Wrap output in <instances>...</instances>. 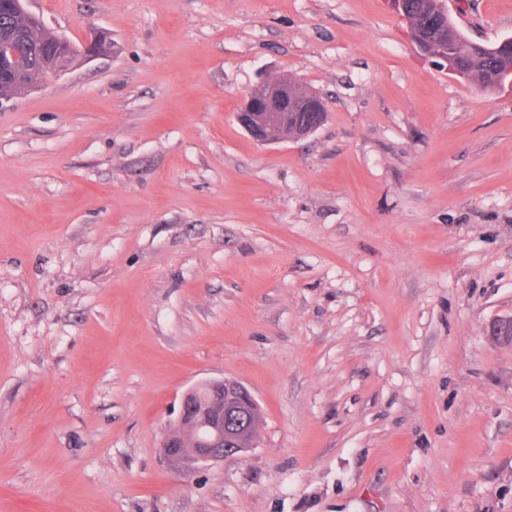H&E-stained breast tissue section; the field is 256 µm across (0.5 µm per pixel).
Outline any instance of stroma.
Wrapping results in <instances>:
<instances>
[{"label":"stroma","instance_id":"35a3bbf8","mask_svg":"<svg viewBox=\"0 0 512 512\" xmlns=\"http://www.w3.org/2000/svg\"><path fill=\"white\" fill-rule=\"evenodd\" d=\"M26 8L112 52L0 102V512H512V82L397 0ZM282 76L327 119L262 145L235 111ZM225 377L255 446L182 479L160 443ZM440 0H410L412 8L407 15L412 35L415 31H425L427 25L430 26L432 40L441 39L448 42V54L455 53L454 56L448 55V66L456 70L462 77L472 79L482 88L491 90L499 84L497 78L498 64L503 63L505 51L495 54L496 46H485L483 48H474L470 46L472 41L468 40L456 27L447 12L443 11Z\"/></svg>","mask_w":512,"mask_h":512}]
</instances>
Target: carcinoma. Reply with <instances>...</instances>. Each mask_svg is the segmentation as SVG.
Masks as SVG:
<instances>
[{
	"instance_id": "cac0c4a2",
	"label": "carcinoma",
	"mask_w": 512,
	"mask_h": 512,
	"mask_svg": "<svg viewBox=\"0 0 512 512\" xmlns=\"http://www.w3.org/2000/svg\"><path fill=\"white\" fill-rule=\"evenodd\" d=\"M412 8L407 15L411 30L423 31L430 27L431 36L448 43V66L462 77L472 79L482 88L491 90L499 84L498 64L503 56L494 48H474L456 27L448 13L443 11L439 0H410ZM0 33L16 37V42L26 52L29 61L30 80L46 76L43 56L51 43L50 33L31 27L26 20L8 9L0 8Z\"/></svg>"
}]
</instances>
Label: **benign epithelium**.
<instances>
[{"instance_id": "benign-epithelium-1", "label": "benign epithelium", "mask_w": 512, "mask_h": 512, "mask_svg": "<svg viewBox=\"0 0 512 512\" xmlns=\"http://www.w3.org/2000/svg\"><path fill=\"white\" fill-rule=\"evenodd\" d=\"M112 52V39L103 31L91 32L76 46L59 35L46 62L52 75L68 70L82 59L92 60ZM0 64L9 68L7 84L26 76L28 67L17 52L14 41L0 38ZM324 101L299 79H266L247 90L237 112V120L257 142L276 141L271 130L293 123L291 139H301L324 123ZM488 335L496 342L512 346V317L493 322ZM259 415L251 394L238 382L223 379L197 384L183 397L178 432L165 435L164 455L189 476L201 463L220 461L254 447L256 430L249 418Z\"/></svg>"}]
</instances>
